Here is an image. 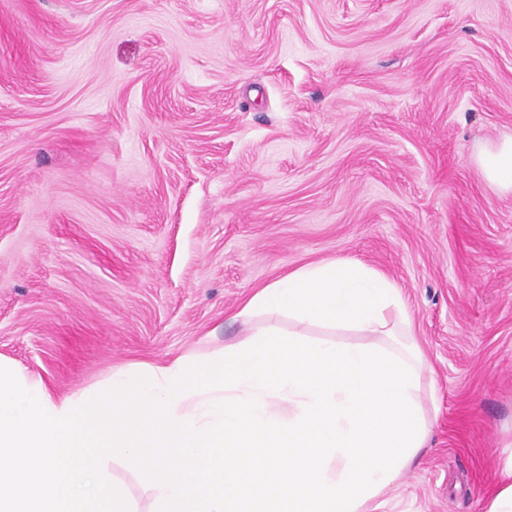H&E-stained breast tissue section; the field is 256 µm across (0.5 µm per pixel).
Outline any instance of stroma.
I'll use <instances>...</instances> for the list:
<instances>
[{"label":"stroma","mask_w":512,"mask_h":512,"mask_svg":"<svg viewBox=\"0 0 512 512\" xmlns=\"http://www.w3.org/2000/svg\"><path fill=\"white\" fill-rule=\"evenodd\" d=\"M512 0H0V354L56 395L211 355L304 265L402 290L430 436L380 512H486L512 445ZM140 512L152 480L108 461ZM477 164L490 186L504 194L512 193V136L482 149Z\"/></svg>","instance_id":"obj_1"}]
</instances>
